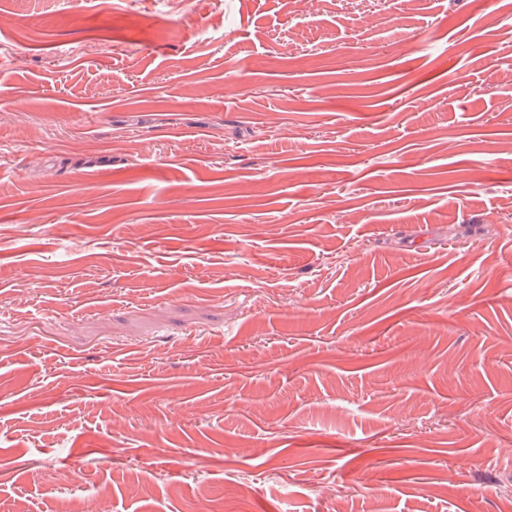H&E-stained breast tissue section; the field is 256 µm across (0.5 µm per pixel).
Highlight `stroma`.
Listing matches in <instances>:
<instances>
[{
  "instance_id": "1",
  "label": "stroma",
  "mask_w": 512,
  "mask_h": 512,
  "mask_svg": "<svg viewBox=\"0 0 512 512\" xmlns=\"http://www.w3.org/2000/svg\"><path fill=\"white\" fill-rule=\"evenodd\" d=\"M0 0V512H512V0Z\"/></svg>"
}]
</instances>
